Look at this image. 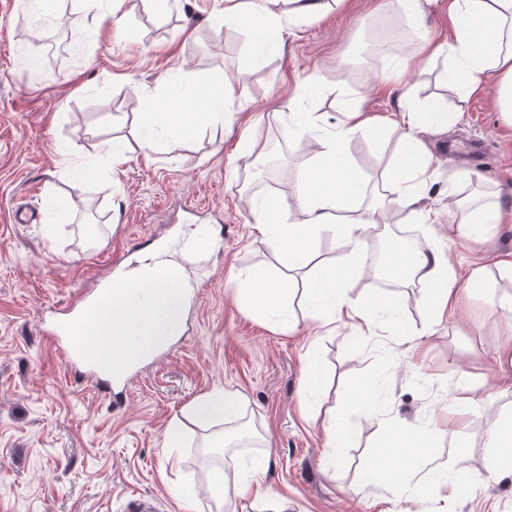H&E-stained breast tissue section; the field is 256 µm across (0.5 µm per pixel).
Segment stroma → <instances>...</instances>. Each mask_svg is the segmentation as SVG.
Here are the masks:
<instances>
[{
	"mask_svg": "<svg viewBox=\"0 0 512 512\" xmlns=\"http://www.w3.org/2000/svg\"><path fill=\"white\" fill-rule=\"evenodd\" d=\"M224 2L175 0L158 14L145 0H125L117 24L109 0L90 11L79 0H59L73 49L43 57L24 34L50 17L35 0H0V512H125L132 496L153 497L159 512H229L242 502L213 495V470L233 477L237 461L264 458V482L287 497L285 512H512V476L466 487L455 501L436 482L420 503L412 479L399 495L366 476L385 420L428 423L441 408H455L464 379L483 416L468 424V447L438 438L434 463L446 482L465 483L488 455L486 428L512 412V390L492 382L493 350L512 319L491 310L512 293V279L494 266L512 254V223L463 242L447 224L398 212L368 244L413 230L457 269L482 259L489 283L471 292L456 318L440 322L422 284L348 281L350 297L389 298L405 326L399 333L383 323L359 340L352 326L310 319L302 296L321 267L344 263L333 233L321 235L305 268L291 271L255 220L263 199L287 216L292 175L312 158L311 143L290 132L289 113L322 114L331 128L351 108L379 117L397 112L399 93L385 78L419 56L425 38L447 36L448 0L418 24L404 23L394 0H347L305 28L279 32L277 47L262 56L248 30L220 22ZM453 66L442 56L401 78L414 107L440 101L464 112L452 131L430 137L428 175L444 186L452 172H468L460 195L479 191L512 207V124L494 106L498 78L486 73L480 92L463 103L446 80ZM176 80L208 92L231 83L223 122H194L174 149L161 130L151 147H140L142 104H172L167 88ZM244 136L251 148L281 139L274 164L260 169L240 151ZM398 141L394 128L383 143L360 133L347 144L375 195L390 185ZM463 143L481 144L479 163H449ZM116 151L126 155L118 166ZM19 207L33 210V223H13ZM201 229L212 248L185 260L188 240ZM158 246L183 264L199 296L185 305L179 336L140 361L111 395L77 383L41 323L105 280L114 257H122L125 273ZM246 269L291 281L288 323L246 309L235 283ZM311 346L328 381L304 397L300 360ZM365 384L375 395L364 401L357 394ZM227 389L244 397L236 418L215 428L187 418L202 396ZM333 414L349 432L336 449L325 447L320 424ZM175 418L182 435L171 444L165 433ZM177 487L187 499L174 496Z\"/></svg>",
	"mask_w": 512,
	"mask_h": 512,
	"instance_id": "1",
	"label": "stroma"
}]
</instances>
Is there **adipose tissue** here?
<instances>
[{"label":"adipose tissue","instance_id":"adipose-tissue-1","mask_svg":"<svg viewBox=\"0 0 512 512\" xmlns=\"http://www.w3.org/2000/svg\"><path fill=\"white\" fill-rule=\"evenodd\" d=\"M272 0H226L224 22L243 26L262 42L282 28L283 20L294 23L317 17L323 8L321 0H293L289 15H281L271 7ZM452 27L446 42L426 45L428 57L443 53L455 60L454 73L463 97L477 91L480 77L495 72L500 80L496 106L505 119L512 121V0H450L448 6ZM400 154L398 173L393 179L387 207L372 206L358 218L344 214L346 202L365 193L364 184L354 169L345 145L350 136L359 132L381 138L386 126L377 119L365 116L360 109L346 111L345 119L336 129L324 131L320 114L315 112L290 113L294 128L309 135L317 146L312 163L302 167L294 178L295 218L273 222L259 219L258 229L268 239L289 268L309 263L317 237L325 231L334 232L339 248L346 256L341 269H327L311 280L306 288L309 311L312 316L330 321H341L366 329L377 327L389 303L381 297L357 300L343 291L346 281L358 278L364 271V238L368 231L377 230L386 221L387 210L416 206L431 190L425 179L432 156L425 137L454 126L461 121L460 111H450L438 105L419 112L403 107L399 112ZM466 173L456 172L448 178L447 187L439 192L446 199L449 213H462L463 222L457 225L458 234L467 239L486 236L491 225L512 223V207L504 208L495 202L460 198L456 186L465 181ZM389 273L399 283H422L430 290L431 309L435 316L454 314L461 299L462 288H479L488 282V267L473 262L465 274H458L445 254L437 249L400 250L389 258ZM138 283L147 291L154 311L152 320L138 327L126 340L128 348L146 356L165 347L180 331V310L185 298L187 277L183 268L165 259L143 262L132 274L112 282L95 301L89 302L80 323L72 328L74 342H82L88 326H95L99 336L95 349L96 360L104 370L112 368V341L108 313L114 307H130L135 294L129 292L131 283ZM238 293L250 311L280 317L284 311V286L259 271L240 273L236 280ZM438 426L417 430L401 420L393 419L385 425L384 447H395L397 441L410 439L405 454L399 457H378L371 472L381 481L393 484L400 475L416 477L418 496H426L430 476L421 472L432 457L434 437ZM490 450L481 468L471 478L479 485L490 477L512 474V415L491 424L486 433Z\"/></svg>","mask_w":512,"mask_h":512}]
</instances>
